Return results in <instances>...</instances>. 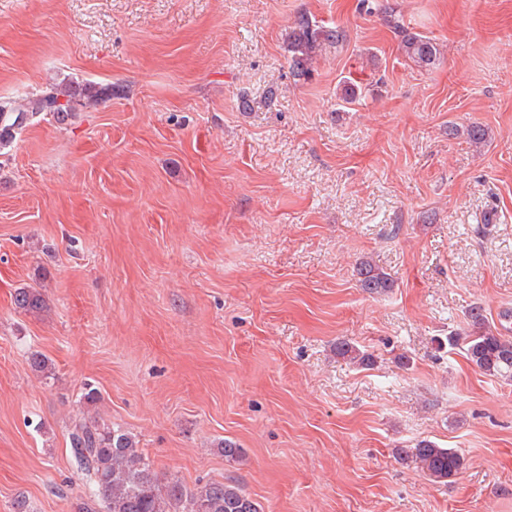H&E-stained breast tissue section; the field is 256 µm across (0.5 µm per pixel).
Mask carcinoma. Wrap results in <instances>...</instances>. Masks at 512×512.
<instances>
[{"label":"carcinoma","instance_id":"cac0c4a2","mask_svg":"<svg viewBox=\"0 0 512 512\" xmlns=\"http://www.w3.org/2000/svg\"><path fill=\"white\" fill-rule=\"evenodd\" d=\"M385 21L400 38L404 56L416 67L428 70L439 63L437 43L409 30L393 11H384ZM344 41L339 27H326L302 14L294 21L288 35L289 63L299 80L312 79L314 64L323 51ZM98 90L90 83L50 85L37 95L21 100L0 101V145L13 140L9 130L23 129L45 112L66 121L75 111H61L96 97ZM454 135L463 134L476 146L486 141L485 129L476 124L464 128L451 126ZM360 287L371 294L388 293L395 287L393 278L368 260L357 268ZM13 304L25 314H39L47 308L44 295L35 288H18ZM470 331L464 336L451 334L448 345L464 353L467 361L485 375L512 379V341L494 332L486 323L483 308L467 311ZM336 356L358 368L374 365L372 354L349 341L336 343ZM69 455L72 466L85 482V495L75 512H260L258 504L235 482L210 481L190 488L178 480L164 483L146 459L135 437L98 420L78 418L69 432ZM397 455L413 462L435 482H447L464 468V457L453 448H441L421 440L412 448H399Z\"/></svg>","mask_w":512,"mask_h":512}]
</instances>
